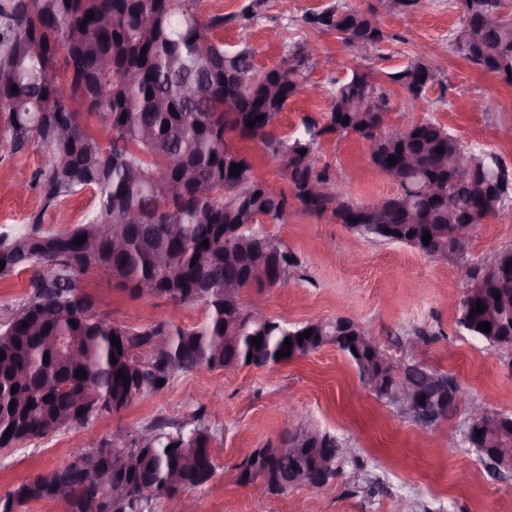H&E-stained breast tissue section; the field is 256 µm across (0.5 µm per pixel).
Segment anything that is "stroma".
Masks as SVG:
<instances>
[{
  "mask_svg": "<svg viewBox=\"0 0 512 512\" xmlns=\"http://www.w3.org/2000/svg\"><path fill=\"white\" fill-rule=\"evenodd\" d=\"M370 2L265 0L250 25L231 24L214 37L228 49L249 45L260 68L279 62L296 43L305 44L316 61L333 57L332 67L316 64L305 73L302 89L278 117L277 135L292 133L306 119L325 123L335 80L365 67L391 92L393 122L437 121L465 147L483 149L512 170V84L453 53L451 41L464 23L453 0H422L408 17L381 15L387 37L366 60L355 57L334 34L303 22L313 11L364 9ZM416 55L437 68L441 79L427 90L419 112L408 107L402 88L389 80ZM368 149V141L356 135L322 137L318 166L331 191L358 202L394 193L391 181L370 164ZM48 161L44 148L34 146L15 156L0 142V227L26 224L38 212L49 231L83 221L95 191L77 192L46 211L38 193L29 189L33 171ZM269 231L286 245L296 269L285 284L264 288L268 317L292 324L352 318L391 363L414 357L452 377L469 406L423 427L365 390L355 366L333 346L260 369L203 367L176 375L165 390L121 413H100L84 425L0 449V495L99 447L122 428L133 434L158 422L172 433L206 428L221 469L277 441L285 428L313 427L355 450L354 457L340 462L330 485L258 497L220 473L192 491L196 512H512V473L493 476L465 439L468 422L478 412L512 415V347L491 348L459 329L457 305L466 285L459 278L458 260L358 237L330 215H310L295 206L287 223L270 225ZM507 248H512V202L478 228L467 259L484 263ZM80 285L93 296L96 314L116 324L188 327L205 316L199 304L132 296L106 273L86 274Z\"/></svg>",
  "mask_w": 512,
  "mask_h": 512,
  "instance_id": "35a3bbf8",
  "label": "stroma"
}]
</instances>
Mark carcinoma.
I'll return each mask as SVG.
<instances>
[{"instance_id":"1","label":"carcinoma","mask_w":512,"mask_h":512,"mask_svg":"<svg viewBox=\"0 0 512 512\" xmlns=\"http://www.w3.org/2000/svg\"><path fill=\"white\" fill-rule=\"evenodd\" d=\"M419 3L377 0L365 11L334 7L306 15L304 22L316 31L336 32L354 51L359 43L374 48L386 39L373 23L378 9L403 16ZM457 5L469 38L454 47L455 54L486 72L512 77V16L502 14V0H457ZM263 7L264 0H250L238 14L203 20L197 0H0V111L7 113L0 140L14 155L33 144L48 150L49 164L35 170L29 182L43 208L82 189L100 191L85 220L62 232L45 231L40 213L20 232L0 231V278L36 270L24 303L0 321V448L82 425L100 412L118 414L166 389L179 373L263 368L329 345L349 358L360 379L381 377L378 399L418 420L391 394L394 365L382 361L378 346L353 319L290 325L256 318L243 304L242 289L279 284L296 264L266 230L268 224L286 223L288 197L258 179L250 157L227 137L260 142L267 158L282 165L302 211L328 213L358 235L405 244L429 257L464 258L454 247L455 232H472L512 201V171L465 148L430 120L406 125L401 138H374L382 115L392 109L391 93L363 69L336 82L322 127L307 123L298 135L276 136L278 115L300 90L299 78L314 66L305 46L289 50L288 63L262 70L250 47L228 50L210 38L230 23H250ZM390 79L407 96L422 97L440 82V72L416 56ZM191 85L197 88L194 95L187 92ZM72 102L103 117L108 146L83 125ZM261 115L255 126L246 125ZM327 132L371 140V164L398 192L357 203L331 191L315 155ZM454 155L486 176L470 178L451 168L448 157ZM390 157L397 163L389 164ZM233 164L243 166L237 175L230 173ZM187 173L191 179L182 191L168 195L169 183ZM134 210L144 216L138 224L129 221ZM120 234L125 244L116 252L112 240ZM80 236L86 241L74 244ZM159 252L161 264L155 259ZM91 270L112 274L134 295L147 286L153 297L200 303L204 320L188 328L128 327L98 318L93 296L78 286V277ZM228 283L237 290L228 291ZM466 283L459 326L492 348L512 347V248L472 265ZM481 322L491 324L490 331L478 329ZM307 330L311 337L298 341ZM113 335L120 346L112 345ZM159 335L169 337L164 348L154 342ZM259 335L261 345H252ZM287 338L290 355L278 359ZM404 368L446 417L435 380L458 385L418 362ZM78 369L86 376L77 377ZM120 370L123 381L115 377ZM488 416L498 425H474L467 442L489 468L506 475L512 472V417L493 411ZM144 432L153 442L133 454L109 453L107 442L78 456L81 467L65 497L55 495L54 475H38L0 495V512H20L33 501L61 502L66 512H152L154 500L170 502L215 475L206 430L173 435L155 423ZM281 445L288 452H279ZM349 452L327 432L290 428L278 444L253 449L237 468L248 478L266 480L270 494L318 489L324 486L322 464L328 463L334 476L336 460ZM101 479L125 483L129 497L96 502L92 487Z\"/></svg>"}]
</instances>
